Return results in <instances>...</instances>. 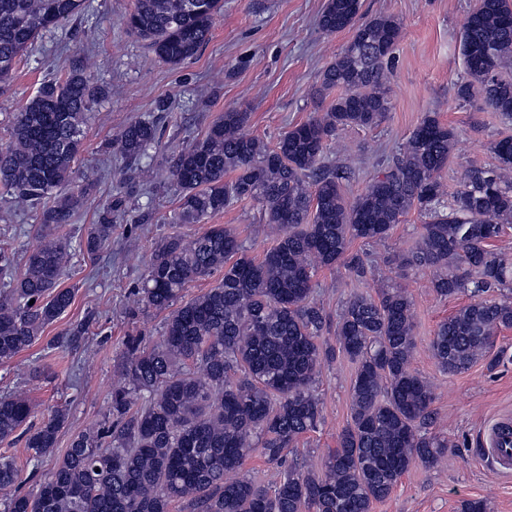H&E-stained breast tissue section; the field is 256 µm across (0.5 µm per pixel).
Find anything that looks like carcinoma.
<instances>
[{
	"label": "carcinoma",
	"mask_w": 512,
	"mask_h": 512,
	"mask_svg": "<svg viewBox=\"0 0 512 512\" xmlns=\"http://www.w3.org/2000/svg\"><path fill=\"white\" fill-rule=\"evenodd\" d=\"M190 0H135L125 18L131 35L166 63L194 58L209 40L222 0L202 9ZM361 0H326L323 33L353 30L348 45L325 66L317 98L336 92L326 111L285 132L275 145L243 132L249 113L228 110L204 137L171 160L180 188L172 224H201L233 202L254 201L275 233L274 244L250 257L220 224L192 237L171 235L156 245L133 289L145 309L169 311L163 335L123 342L118 364L125 383L112 388L104 420L77 434L34 494L21 492L14 461L0 457L3 512H372L415 463H437L448 442L421 431L433 419L430 384L411 369L416 348L411 301L390 286L355 294L336 323L342 351L357 363L351 419L338 447L316 475L287 464L289 448L316 428L314 393L327 316L313 299L319 268L343 265L368 272L370 245L388 238L411 212L424 218L418 244L395 257L402 268L432 272L441 296L491 288L443 321L431 341L438 366L454 375L486 356L495 333L512 327V259L490 243L512 224V136L492 143L495 164L473 167L445 205L443 175L456 132L427 115L406 145L386 158L353 200L343 193L351 171L324 162L325 142L344 128L371 129L391 110L389 76L402 23L378 13L360 20ZM88 0H0V75L38 37L89 12ZM469 79L457 100L480 96L512 118V0H476L461 33ZM103 85L81 70L40 83L0 147V186L22 206L42 205L38 244L16 273L13 253L0 248V361L30 347L72 303L60 287L71 244L60 229L82 206L84 192L61 194L81 149L90 104ZM156 121L138 119L116 137L124 160L147 174L143 159L158 139ZM113 224L91 225L87 251L112 240ZM222 273L218 283L183 302L196 279ZM20 395L0 396V441L21 433L35 457L49 456L68 419L65 408L37 426ZM260 443L266 461L283 466L272 486L241 473Z\"/></svg>",
	"instance_id": "carcinoma-1"
}]
</instances>
